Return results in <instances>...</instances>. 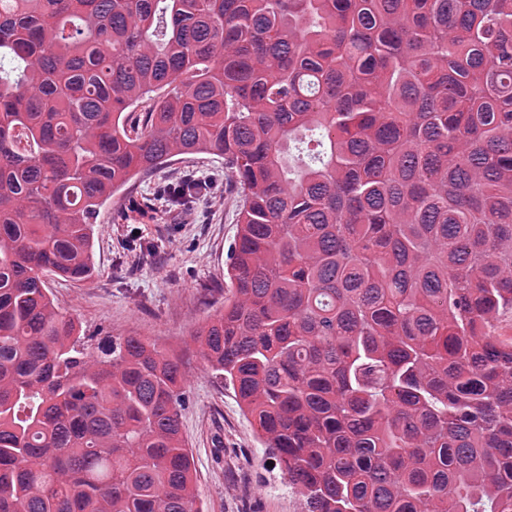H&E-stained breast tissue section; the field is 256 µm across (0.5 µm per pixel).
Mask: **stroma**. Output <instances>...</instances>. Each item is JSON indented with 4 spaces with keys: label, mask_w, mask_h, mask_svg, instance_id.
Returning <instances> with one entry per match:
<instances>
[{
    "label": "stroma",
    "mask_w": 512,
    "mask_h": 512,
    "mask_svg": "<svg viewBox=\"0 0 512 512\" xmlns=\"http://www.w3.org/2000/svg\"><path fill=\"white\" fill-rule=\"evenodd\" d=\"M193 177L206 184L194 205L159 189ZM240 190L213 155L175 157L131 181L94 228L97 269L88 283L47 276L60 310L78 318L90 343L142 336L186 357L182 434L194 459L203 512H305L299 491L274 466L250 418L191 344L194 330L224 308V265L238 230Z\"/></svg>",
    "instance_id": "obj_1"
}]
</instances>
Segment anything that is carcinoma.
<instances>
[{"label": "carcinoma", "mask_w": 512, "mask_h": 512, "mask_svg": "<svg viewBox=\"0 0 512 512\" xmlns=\"http://www.w3.org/2000/svg\"><path fill=\"white\" fill-rule=\"evenodd\" d=\"M196 153L242 205L192 340L307 512H512V0H0V512H201L183 357L44 280Z\"/></svg>", "instance_id": "obj_1"}]
</instances>
